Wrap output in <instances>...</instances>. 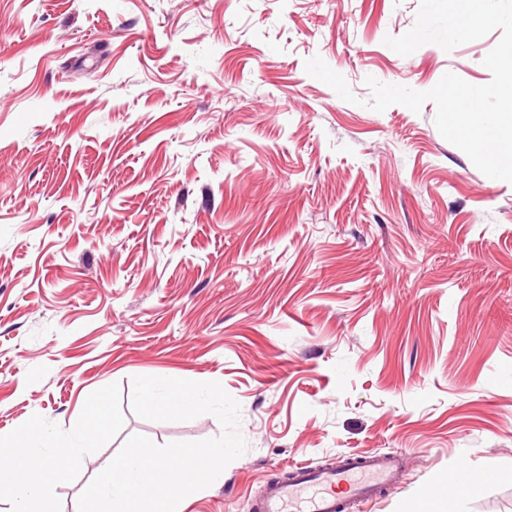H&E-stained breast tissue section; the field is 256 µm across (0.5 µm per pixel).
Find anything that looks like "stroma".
I'll use <instances>...</instances> for the list:
<instances>
[{
	"instance_id": "stroma-1",
	"label": "stroma",
	"mask_w": 512,
	"mask_h": 512,
	"mask_svg": "<svg viewBox=\"0 0 512 512\" xmlns=\"http://www.w3.org/2000/svg\"><path fill=\"white\" fill-rule=\"evenodd\" d=\"M419 7L0 0V441L109 421L53 512L131 435L221 434L135 415L139 375L240 405L245 453L186 512H252L293 464L377 451L405 479L351 512H512V183L433 102L363 105L369 76L490 82L502 32L399 55Z\"/></svg>"
}]
</instances>
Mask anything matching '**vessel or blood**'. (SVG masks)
<instances>
[{"label": "vessel or blood", "instance_id": "vessel-or-blood-1", "mask_svg": "<svg viewBox=\"0 0 512 512\" xmlns=\"http://www.w3.org/2000/svg\"><path fill=\"white\" fill-rule=\"evenodd\" d=\"M403 459L394 453H367L341 465H295L290 478L268 484L254 501L253 512H345L353 501L371 500L399 484Z\"/></svg>", "mask_w": 512, "mask_h": 512}]
</instances>
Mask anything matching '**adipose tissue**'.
Segmentation results:
<instances>
[{
  "label": "adipose tissue",
  "instance_id": "obj_1",
  "mask_svg": "<svg viewBox=\"0 0 512 512\" xmlns=\"http://www.w3.org/2000/svg\"><path fill=\"white\" fill-rule=\"evenodd\" d=\"M108 430L105 413L78 423L65 437L50 438L41 430L17 432L0 447V489L12 491L17 512H51L48 491L61 464H76L93 438Z\"/></svg>",
  "mask_w": 512,
  "mask_h": 512
}]
</instances>
